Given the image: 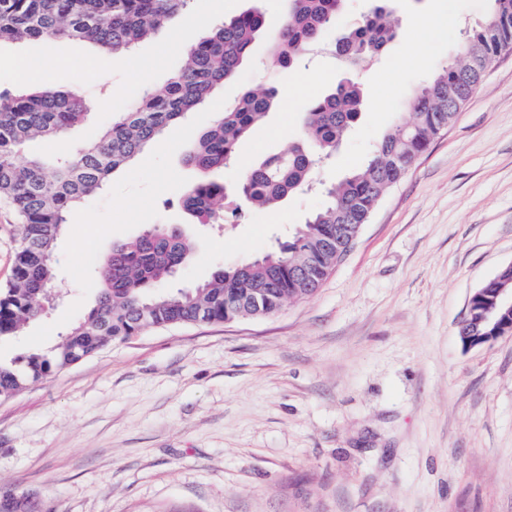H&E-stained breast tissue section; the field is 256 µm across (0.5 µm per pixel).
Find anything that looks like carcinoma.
I'll list each match as a JSON object with an SVG mask.
<instances>
[{
  "label": "carcinoma",
  "mask_w": 512,
  "mask_h": 512,
  "mask_svg": "<svg viewBox=\"0 0 512 512\" xmlns=\"http://www.w3.org/2000/svg\"><path fill=\"white\" fill-rule=\"evenodd\" d=\"M193 0H0V45L34 40H67L107 52L131 51L147 36L187 15ZM284 20L271 34L273 63L291 66L323 42L337 26L344 0H286ZM485 17L466 28L462 56L481 53L494 60L512 49V0H489ZM264 30L258 8L243 11L191 43L159 91L147 89L126 112L92 142H78L64 154L16 156L33 140H56L81 124L91 105L78 90L55 87L0 92V198L18 217L19 243L12 281L0 289V341L21 335L39 315L38 302L58 287L52 253L70 209L94 196L164 129L185 119L232 79L251 45ZM353 45L344 61L359 67L385 50L394 37L391 11L377 7L360 24L341 32ZM482 80L465 65L447 63L413 90L406 101L409 118L395 120L374 145L364 167L330 184L325 205L311 213L291 237L249 262V270L223 267L211 279L175 291L163 284L192 256L185 234L172 235L156 224L145 236L112 245L102 272L96 304L74 323L65 338L48 351L27 352L0 360V398H10L29 382L93 356L114 342L151 328L220 323L241 313L225 299L253 288L265 290L271 302L310 296L296 277L310 258L316 283L322 284L338 264L345 242L336 237L339 224H364L383 195L407 173L395 167L397 155L412 166L457 114ZM364 91L353 81L338 83L303 113L305 144H291L242 170L229 187L211 178L216 169L233 167L238 147L277 103L274 88L246 90L205 130L185 161L199 174L180 201L198 224L227 223L229 192L252 209L271 210L311 179L316 165L332 156L364 108Z\"/></svg>",
  "instance_id": "cac0c4a2"
}]
</instances>
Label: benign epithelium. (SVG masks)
<instances>
[{
  "label": "benign epithelium",
  "instance_id": "obj_1",
  "mask_svg": "<svg viewBox=\"0 0 512 512\" xmlns=\"http://www.w3.org/2000/svg\"><path fill=\"white\" fill-rule=\"evenodd\" d=\"M512 279V264L484 282L469 299L458 335L467 347L481 346L506 335L512 336V289L500 284Z\"/></svg>",
  "mask_w": 512,
  "mask_h": 512
}]
</instances>
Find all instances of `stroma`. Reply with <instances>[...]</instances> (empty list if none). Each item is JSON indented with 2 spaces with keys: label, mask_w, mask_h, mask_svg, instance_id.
Returning a JSON list of instances; mask_svg holds the SVG:
<instances>
[{
  "label": "stroma",
  "mask_w": 512,
  "mask_h": 512,
  "mask_svg": "<svg viewBox=\"0 0 512 512\" xmlns=\"http://www.w3.org/2000/svg\"><path fill=\"white\" fill-rule=\"evenodd\" d=\"M445 5L455 21L436 39L422 23ZM252 6L266 33L235 79L72 212L53 250L67 294L0 344V357L59 343L93 305L113 243L150 225H183L197 244L173 289L261 256L323 206L321 186L367 160L434 63L459 59L464 25L489 3L395 0L396 38L350 73L324 51L268 65L285 0H195L188 23L128 54L65 41L1 48L0 91L20 88L24 59L59 88L106 97L69 136L95 140L143 82L164 86L186 43ZM347 76L365 110L314 188L273 213L191 222L179 200L197 173L184 156L217 112L247 88L283 91L239 146L252 162L294 140L307 103ZM511 263L508 52L313 295L268 317L150 330L0 399V491L30 494L44 512H512V337L468 350L457 336L471 295Z\"/></svg>",
  "instance_id": "1"
}]
</instances>
